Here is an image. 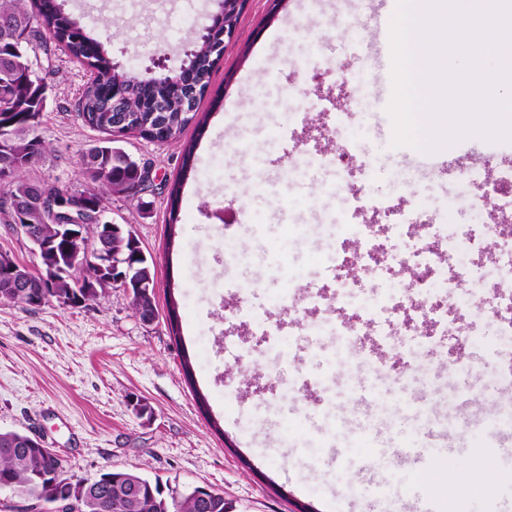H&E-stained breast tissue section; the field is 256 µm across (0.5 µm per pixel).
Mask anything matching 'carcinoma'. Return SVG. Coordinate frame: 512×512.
<instances>
[{"label":"carcinoma","mask_w":512,"mask_h":512,"mask_svg":"<svg viewBox=\"0 0 512 512\" xmlns=\"http://www.w3.org/2000/svg\"><path fill=\"white\" fill-rule=\"evenodd\" d=\"M219 33H206L201 43L189 53L188 65L175 77L155 78L151 82L135 81L112 64L104 45L91 37L80 24L66 15L55 0H0V155L12 159L9 178L0 180V213L9 224L29 220L47 240L57 236L59 216L50 211L27 214L21 205L39 179L30 171L46 153L47 144L39 133L46 104L45 78L34 79L28 68L18 64L19 54L26 46L32 53L47 49V42L90 67L94 79L84 89L78 103V116L91 128L112 134V118L118 109L137 105L148 108L138 113L142 118L153 117L149 128L152 141L178 143L185 130L193 125L204 129L209 113L198 111L199 96L194 88L209 84L214 68L213 44ZM81 176L87 183L83 191L59 189L64 206L60 212L74 213L71 204L79 200L93 213L103 212L114 195L134 198V188L146 190L142 177L121 161V155L110 145V139L89 149L82 157ZM111 250L122 259L118 267L100 259L85 261L81 276L59 275L43 278L42 270L27 273L42 281L35 295L17 296L9 287V273L0 269V303L18 304L26 310L44 307L59 297L77 307L98 299V294L86 287L88 282L112 281L131 272L129 289L132 299L151 301L154 295V262L148 261L132 232L119 224L109 231ZM149 291L139 295L138 291ZM27 435L14 430H0V495L18 492L27 505L34 507L75 482L68 461L63 456L52 460L59 482L48 490L41 475L47 462L37 448L25 447ZM141 489L144 508L139 512H227L224 494L195 487L182 494H164L160 483L145 475L121 469H109L99 478L87 482L81 499V512H132L123 507V497L131 481Z\"/></svg>","instance_id":"obj_1"}]
</instances>
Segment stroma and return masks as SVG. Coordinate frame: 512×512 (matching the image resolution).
<instances>
[{"label": "stroma", "instance_id": "35a3bbf8", "mask_svg": "<svg viewBox=\"0 0 512 512\" xmlns=\"http://www.w3.org/2000/svg\"><path fill=\"white\" fill-rule=\"evenodd\" d=\"M62 10L103 43L113 64L142 76L154 55L178 73L220 10L219 0H58ZM357 0H322L309 10L300 0H245L233 40L215 66L200 103L212 116L197 142L193 168L183 174V146L121 136L116 147L145 162L152 183L138 197L112 196L105 218L125 225L155 263L157 317L142 323L130 294L106 289L78 308L57 304L26 311L0 305V429L41 438L69 462L77 478L129 469L180 491L196 486L223 492L229 512H399L400 499L429 484L444 451L428 450L412 469L383 458L382 448L423 446L421 425L447 421L457 403L447 381L399 379L401 338L419 340L403 321L379 335L373 317L351 321L350 309L311 304V288L329 280L326 260L347 248L340 224L361 180L391 201L393 214L366 212L380 249L411 250L421 233L411 226L387 234L397 211L421 205L439 224H464L477 237L465 270L476 273L512 251V217L498 214L495 238L479 235L481 222L455 178L416 173L409 147H391L392 123L383 107L392 85L369 91L335 139L321 136L310 110L329 84L307 80L301 62L319 44L335 65L373 76L371 55L350 57L365 29L341 26ZM47 106L40 128L48 150L33 175L71 190L84 189L81 158L102 133L85 125L75 105L94 74L61 51L37 53ZM350 142L354 168L341 162L318 168L315 157ZM478 153L487 177L512 167V142L477 136L452 145ZM181 182L177 219L168 192ZM247 202H240V195ZM418 359L429 365L446 343V327L462 340L464 359L487 361L497 372L501 337L468 289L441 299ZM250 307L249 333L224 340L225 309ZM336 326L340 335L302 334L298 322ZM384 375L373 412L384 436L354 429L355 391L371 371ZM149 406L138 417L135 402ZM461 451L454 482L438 512H512V444L487 442L474 429L449 428ZM382 458L375 481H359L353 467Z\"/></svg>", "mask_w": 512, "mask_h": 512}]
</instances>
